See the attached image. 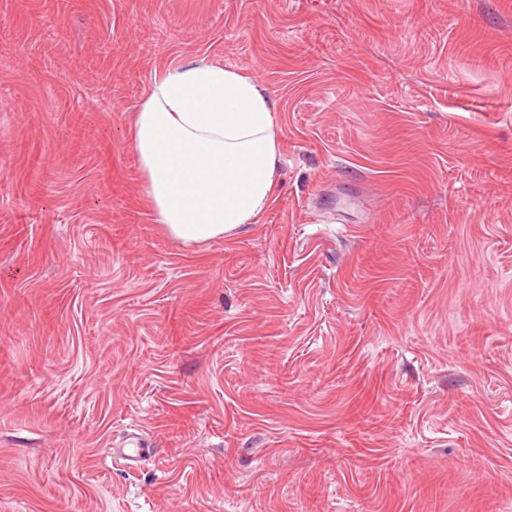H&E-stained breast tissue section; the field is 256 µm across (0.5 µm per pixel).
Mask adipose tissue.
<instances>
[{
	"instance_id": "1",
	"label": "adipose tissue",
	"mask_w": 512,
	"mask_h": 512,
	"mask_svg": "<svg viewBox=\"0 0 512 512\" xmlns=\"http://www.w3.org/2000/svg\"><path fill=\"white\" fill-rule=\"evenodd\" d=\"M275 109L254 80L203 57L156 75L132 127L155 222L193 245L268 209L280 159Z\"/></svg>"
}]
</instances>
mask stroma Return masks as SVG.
Segmentation results:
<instances>
[{"mask_svg":"<svg viewBox=\"0 0 512 512\" xmlns=\"http://www.w3.org/2000/svg\"><path fill=\"white\" fill-rule=\"evenodd\" d=\"M192 56L281 163L186 246L131 119ZM0 512H512V0H0Z\"/></svg>","mask_w":512,"mask_h":512,"instance_id":"1","label":"stroma"}]
</instances>
